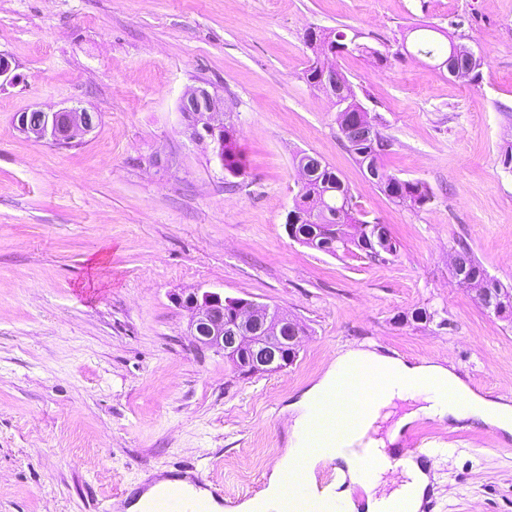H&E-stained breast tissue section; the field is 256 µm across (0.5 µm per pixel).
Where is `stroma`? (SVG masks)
Listing matches in <instances>:
<instances>
[{"label": "stroma", "instance_id": "1", "mask_svg": "<svg viewBox=\"0 0 512 512\" xmlns=\"http://www.w3.org/2000/svg\"><path fill=\"white\" fill-rule=\"evenodd\" d=\"M428 26L481 53L478 84L416 54ZM312 27L354 36L328 61L390 139L384 172L431 203L395 205L366 178L306 80ZM0 55L17 76L0 86V512H99L182 462L236 506L284 454L289 404L347 347L512 399V319L451 267L464 244L512 287V0H0ZM199 85L231 116L241 176L183 131L178 102ZM64 107L96 128L67 147L17 128ZM302 151L389 226L395 255L289 238ZM196 291L288 313L297 360L244 377L194 345L178 299ZM424 432L443 450L432 512H512V442L424 418L400 447Z\"/></svg>", "mask_w": 512, "mask_h": 512}]
</instances>
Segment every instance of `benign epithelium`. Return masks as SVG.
Here are the masks:
<instances>
[{"instance_id": "benign-epithelium-1", "label": "benign epithelium", "mask_w": 512, "mask_h": 512, "mask_svg": "<svg viewBox=\"0 0 512 512\" xmlns=\"http://www.w3.org/2000/svg\"><path fill=\"white\" fill-rule=\"evenodd\" d=\"M306 45L314 59V70L321 86L329 91L339 119L341 137L348 143L380 138L378 125L356 98L347 77L322 59L326 52L336 53L332 36L310 30ZM185 133L193 142L210 148L213 162L224 167V106L207 88L196 86L187 91L178 106ZM40 120L29 123L26 115L19 118V129L37 140L67 146L78 137L92 131L98 116L85 109L69 108L56 112L39 111ZM456 279L475 286L480 306L489 314L505 316L512 310V295L508 289L490 287V277L474 275L459 256L453 257ZM181 304L191 313L190 331L197 343L224 353L244 375L268 373L292 364L298 355L301 340L298 322L270 306L245 299L223 298L216 292H193Z\"/></svg>"}]
</instances>
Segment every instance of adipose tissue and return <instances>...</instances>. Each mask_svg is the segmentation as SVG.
Segmentation results:
<instances>
[{
  "instance_id": "1",
  "label": "adipose tissue",
  "mask_w": 512,
  "mask_h": 512,
  "mask_svg": "<svg viewBox=\"0 0 512 512\" xmlns=\"http://www.w3.org/2000/svg\"><path fill=\"white\" fill-rule=\"evenodd\" d=\"M362 371L386 376L387 386L354 430L336 436L338 478L336 482L318 485L315 470L324 458L304 451L305 435L314 420L315 408L341 384L353 383ZM397 400L409 402L410 408L394 423H387L386 410ZM288 411L292 427L287 452L270 474L266 488L235 506L234 512H282L285 480L291 474L315 489L317 498L329 507L341 503L347 512H387L391 502L401 499L407 512H419L430 484V477L420 462L401 458L404 479L399 487L386 493L380 485L391 464L384 461L366 465L364 449L393 447L403 430L422 418H436L452 426L478 423L497 430L503 438L512 437V401L476 393L455 369L428 362L412 364L361 348L339 351L326 373L289 404ZM173 486L190 488L196 499L206 503L209 512H224L223 504L209 489L191 486L185 476L151 479L144 490L126 500L125 512H147L155 497ZM356 486L366 490L364 504H357L352 498Z\"/></svg>"
}]
</instances>
